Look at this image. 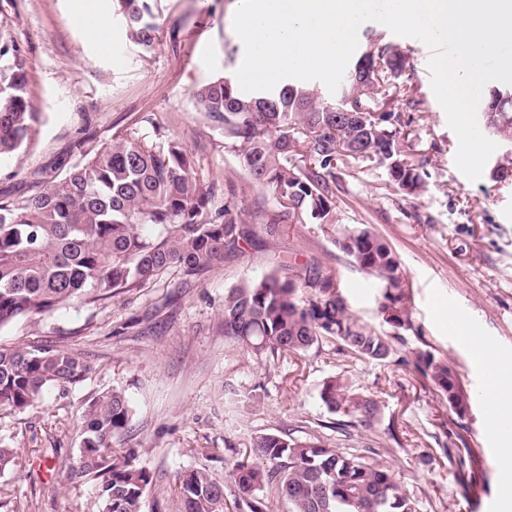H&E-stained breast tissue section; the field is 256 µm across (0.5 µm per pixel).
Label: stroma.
I'll return each mask as SVG.
<instances>
[{
  "label": "stroma",
  "mask_w": 512,
  "mask_h": 512,
  "mask_svg": "<svg viewBox=\"0 0 512 512\" xmlns=\"http://www.w3.org/2000/svg\"><path fill=\"white\" fill-rule=\"evenodd\" d=\"M97 2L107 20L99 37L83 27L81 0H0V36L20 47L25 90L40 114L25 146L0 158V200L39 193L47 179L115 136L173 138L188 149L196 175L218 185L217 204L258 220V241L189 287L160 284L75 301L0 328V345H64L91 367L76 386L49 390L25 411L0 412V444L20 451L0 474V512H91V485H73L67 474L78 457L85 403L101 392L124 391L134 409L120 444L157 475L144 512H174L181 473L204 467L231 483L260 435L290 431L335 441L326 427L333 415L319 398L331 377L378 401L373 424L357 427L351 445L375 448L376 462L392 470L421 512H482L489 497L498 498V512H512V472L501 465L512 430L501 441L483 437L480 419L495 379L470 347L471 337H482L512 372V176L495 174L512 159V144L499 142L481 179L468 180L455 165L458 139L431 88L430 50L366 23L408 55L401 89L421 105L402 114L412 130L404 147L426 158L425 188L404 197L386 189L383 169L341 164L335 224L267 231L260 219L276 207L272 189L251 179L194 99L202 84L234 78L243 61L233 28L238 0H161L149 52L128 39L119 0ZM354 226L371 228L396 251L412 322L402 350L447 357L471 398L466 418L425 380L331 343L261 365L225 342V290L280 261L297 270L321 263L337 276L352 312L382 325L379 283L336 245L337 230ZM460 449L474 458L467 476L457 468Z\"/></svg>",
  "instance_id": "1"
}]
</instances>
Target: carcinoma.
<instances>
[{
	"label": "carcinoma",
	"instance_id": "1",
	"mask_svg": "<svg viewBox=\"0 0 512 512\" xmlns=\"http://www.w3.org/2000/svg\"><path fill=\"white\" fill-rule=\"evenodd\" d=\"M127 36L146 52L155 47L157 0H121ZM368 48L328 102L315 89L288 83L271 91L245 92L218 78L201 86L197 105L224 133L258 184L274 191L271 224H334L336 165L368 163L386 169V188L417 196L424 162L400 142L401 113L386 109L400 97L406 68L399 48L366 35ZM0 156L18 151L39 113L25 91V59L13 40L0 38ZM493 90L484 128L512 138V100L500 105ZM217 186L192 170L176 140L154 144L115 138L89 158L46 182L36 195L0 201V329L59 306L95 302L134 289L191 278L255 244L256 227L226 204L215 207ZM339 249L361 272L382 284L379 312L384 331L351 312L336 279L320 264L291 276L274 268L224 292V339L259 363L300 356L322 342L360 359L393 364L426 379L462 417L469 405L458 374L446 358L419 349L402 355L401 331L412 328L409 293L391 247L368 228H348ZM89 366L61 346L0 345V410L21 412L52 389L81 382ZM319 398L336 415V433L352 436L379 411L374 398L351 392L334 378ZM78 459L68 478L94 491V512H143L157 477L135 455L112 447L128 431L133 409L113 389L90 398L82 416ZM373 448L344 452L319 437L263 434L255 461L233 474V499L202 467L179 481L180 512H267L264 491L289 504V512H418L390 469L369 460Z\"/></svg>",
	"mask_w": 512,
	"mask_h": 512
}]
</instances>
